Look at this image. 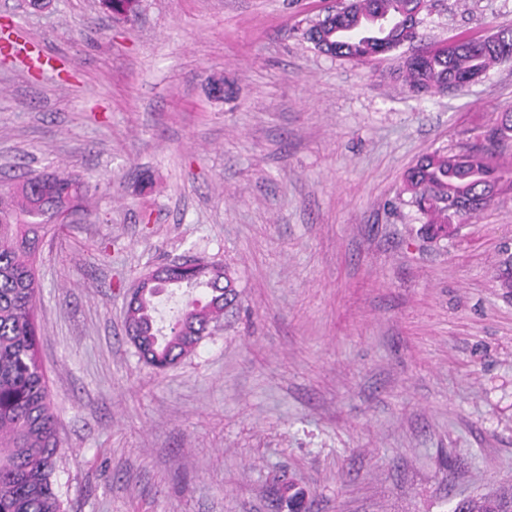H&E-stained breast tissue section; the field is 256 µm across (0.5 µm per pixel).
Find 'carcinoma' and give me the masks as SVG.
Masks as SVG:
<instances>
[{"label": "carcinoma", "mask_w": 512, "mask_h": 512, "mask_svg": "<svg viewBox=\"0 0 512 512\" xmlns=\"http://www.w3.org/2000/svg\"><path fill=\"white\" fill-rule=\"evenodd\" d=\"M141 2L102 0V5L135 16ZM420 5L421 0H348L336 25L313 21L303 36L318 47L314 34L321 31L331 37L326 53L368 63L417 38L414 16ZM507 47L512 48V29L459 38L448 52L402 60L396 74L416 91L462 87L507 64ZM509 140L512 112L486 132L483 143L457 152L435 150L407 170L402 193L423 216L428 232L445 236L448 226L468 222L495 195L512 191V161L496 152ZM85 192L84 183L65 170L30 175L0 192V512H65L58 482V419L39 355L36 261L52 229L48 220L63 198L82 199ZM181 286L199 291V297L185 302L174 323L159 325L161 293ZM237 297L224 267L198 263L186 279L175 273L139 289L126 313V331L147 365L165 369L192 352ZM452 512H512V493L462 499Z\"/></svg>", "instance_id": "cac0c4a2"}]
</instances>
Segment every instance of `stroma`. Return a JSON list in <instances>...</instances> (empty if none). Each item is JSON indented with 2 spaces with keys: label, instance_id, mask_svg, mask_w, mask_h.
<instances>
[{
  "label": "stroma",
  "instance_id": "obj_1",
  "mask_svg": "<svg viewBox=\"0 0 512 512\" xmlns=\"http://www.w3.org/2000/svg\"><path fill=\"white\" fill-rule=\"evenodd\" d=\"M323 0H0V188L64 168L80 215L41 246L40 350L66 512H449L512 490V191L425 233V153L512 110V66L462 91L304 39ZM425 43L512 28V0H428ZM224 80L223 99L208 90ZM219 263L240 293L174 366L123 327L139 278Z\"/></svg>",
  "mask_w": 512,
  "mask_h": 512
}]
</instances>
